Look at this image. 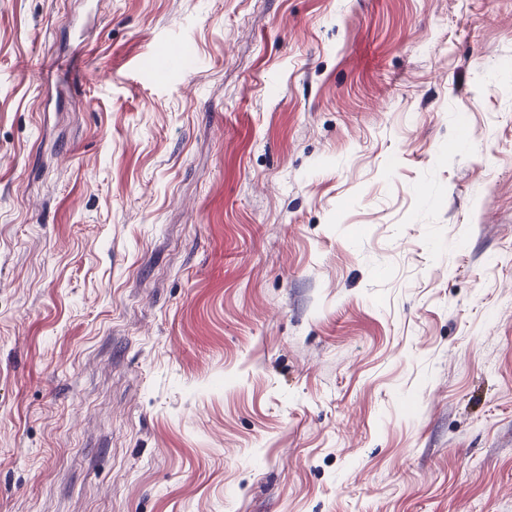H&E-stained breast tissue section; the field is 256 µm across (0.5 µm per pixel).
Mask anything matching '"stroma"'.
Here are the masks:
<instances>
[{
    "instance_id": "35a3bbf8",
    "label": "stroma",
    "mask_w": 512,
    "mask_h": 512,
    "mask_svg": "<svg viewBox=\"0 0 512 512\" xmlns=\"http://www.w3.org/2000/svg\"><path fill=\"white\" fill-rule=\"evenodd\" d=\"M0 512H512V0H0Z\"/></svg>"
}]
</instances>
